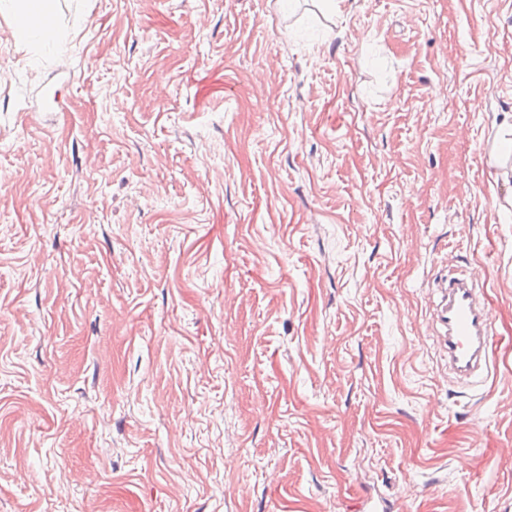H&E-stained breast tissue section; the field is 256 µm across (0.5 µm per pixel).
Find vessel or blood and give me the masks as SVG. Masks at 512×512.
Segmentation results:
<instances>
[{
  "mask_svg": "<svg viewBox=\"0 0 512 512\" xmlns=\"http://www.w3.org/2000/svg\"><path fill=\"white\" fill-rule=\"evenodd\" d=\"M438 320L445 328L449 365L464 377L490 373L495 331L472 282L449 278L443 289Z\"/></svg>",
  "mask_w": 512,
  "mask_h": 512,
  "instance_id": "obj_1",
  "label": "vessel or blood"
}]
</instances>
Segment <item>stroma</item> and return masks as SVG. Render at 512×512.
Returning <instances> with one entry per match:
<instances>
[{"label":"stroma","instance_id":"stroma-1","mask_svg":"<svg viewBox=\"0 0 512 512\" xmlns=\"http://www.w3.org/2000/svg\"><path fill=\"white\" fill-rule=\"evenodd\" d=\"M58 26L0 13V512H512V0ZM452 266L483 385L439 345ZM438 320L445 328L444 348L448 364L461 376L491 373L494 351L492 322L472 282L450 277L438 310Z\"/></svg>","mask_w":512,"mask_h":512}]
</instances>
